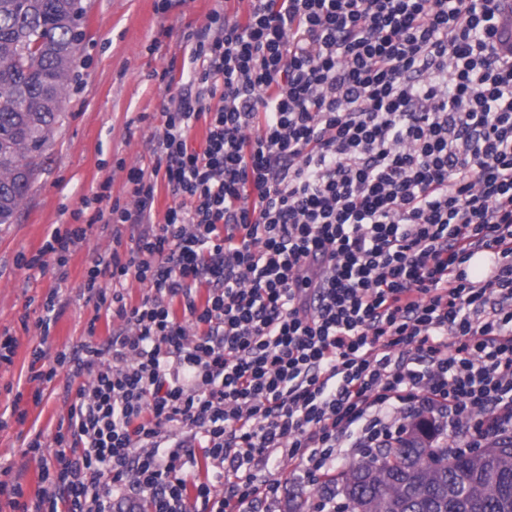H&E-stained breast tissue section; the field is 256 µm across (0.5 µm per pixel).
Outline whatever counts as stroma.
I'll list each match as a JSON object with an SVG mask.
<instances>
[{"label": "stroma", "mask_w": 512, "mask_h": 512, "mask_svg": "<svg viewBox=\"0 0 512 512\" xmlns=\"http://www.w3.org/2000/svg\"><path fill=\"white\" fill-rule=\"evenodd\" d=\"M83 4L85 39L67 90L64 119L14 222L0 224V332L9 331L16 339L13 365L0 368V387L26 373L30 350L38 341L36 327L21 323L22 317H38L28 309L30 297L40 298L60 288L66 307L51 332L52 346L80 344L94 313L93 304L80 294L82 275L90 254L109 250L112 240L101 225H94L85 246L72 256L69 277L62 284L50 272L31 277L19 265L18 256L36 253L55 227L71 223L72 211L92 185L111 180L113 196L125 197L126 173L116 161L124 159L127 166L148 162L155 128L143 116L160 111L168 99L160 72H167L177 84L189 68L178 44L182 30L206 24L209 13L220 7L230 14L248 9L246 0H172L164 12L157 10V0H83ZM164 28L170 29V37L161 38L160 47L152 48L153 39L160 38ZM63 386L60 380L53 383L40 405L28 398L23 401L29 421L48 439L66 412ZM20 431L15 423L0 431V460L21 473L24 489L31 495L37 487L39 463L23 455Z\"/></svg>", "instance_id": "35a3bbf8"}]
</instances>
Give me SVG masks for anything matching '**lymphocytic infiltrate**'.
<instances>
[{"instance_id": "f902f5d3", "label": "lymphocytic infiltrate", "mask_w": 512, "mask_h": 512, "mask_svg": "<svg viewBox=\"0 0 512 512\" xmlns=\"http://www.w3.org/2000/svg\"><path fill=\"white\" fill-rule=\"evenodd\" d=\"M182 32L191 70L158 114L129 201L104 180L25 260L68 278L102 224L88 322L52 350L44 297L26 381L65 378L39 490L0 463L11 512H257L286 457L341 512L337 458L416 422L451 448L512 438V56L502 0H248ZM205 120L193 146L189 132ZM172 198L153 220L159 187ZM94 215H86L87 207ZM147 288L138 303L128 282ZM221 470V491L188 467ZM496 40L498 46L504 52L512 50V8L510 7V2L505 3L500 13Z\"/></svg>"}]
</instances>
